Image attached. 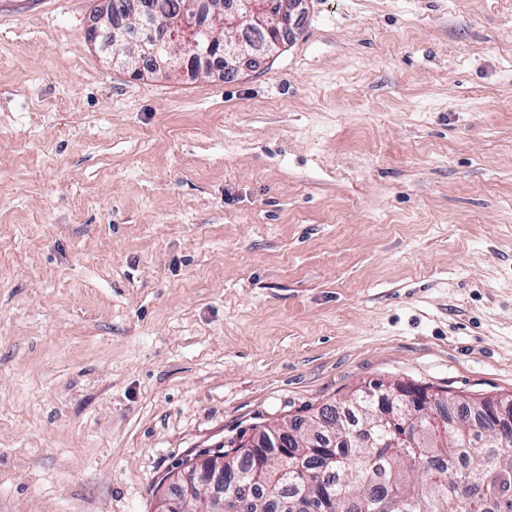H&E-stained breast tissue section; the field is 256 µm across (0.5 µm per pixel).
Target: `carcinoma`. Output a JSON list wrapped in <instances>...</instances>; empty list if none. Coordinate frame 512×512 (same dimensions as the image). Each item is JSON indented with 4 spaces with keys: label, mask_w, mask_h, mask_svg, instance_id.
<instances>
[{
    "label": "carcinoma",
    "mask_w": 512,
    "mask_h": 512,
    "mask_svg": "<svg viewBox=\"0 0 512 512\" xmlns=\"http://www.w3.org/2000/svg\"><path fill=\"white\" fill-rule=\"evenodd\" d=\"M195 0H151L153 14L172 19L187 14ZM491 399L474 400L432 391L424 416L408 427L407 444L392 447L389 425L372 426L368 443L348 431L349 423L367 418L365 404L352 406L346 419L323 407L313 416L336 429V444L329 455L336 464L295 446L280 457L275 448L266 481L251 487L245 509L240 488L227 486L228 512H285V504L311 489L318 498L313 512H487L486 502H496L494 512H512V436L486 441L489 428L484 407ZM255 448L248 442L220 449L242 478H248Z\"/></svg>",
    "instance_id": "cac0c4a2"
}]
</instances>
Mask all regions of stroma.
Returning a JSON list of instances; mask_svg holds the SVG:
<instances>
[{
  "label": "stroma",
  "mask_w": 512,
  "mask_h": 512,
  "mask_svg": "<svg viewBox=\"0 0 512 512\" xmlns=\"http://www.w3.org/2000/svg\"><path fill=\"white\" fill-rule=\"evenodd\" d=\"M100 7L0 0V512H154L379 381L512 396V0H307L231 80ZM107 5L102 7L97 16L94 25L88 30V41L95 43L102 34L109 37L112 47L123 46L127 39L126 30L122 26L113 23V10L118 7V1L105 0Z\"/></svg>",
  "instance_id": "1"
}]
</instances>
